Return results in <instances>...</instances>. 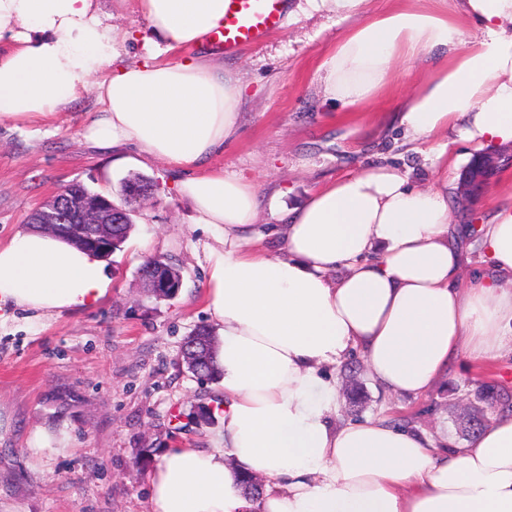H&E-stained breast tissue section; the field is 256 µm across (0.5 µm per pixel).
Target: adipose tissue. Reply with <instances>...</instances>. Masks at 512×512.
Here are the masks:
<instances>
[{"label": "adipose tissue", "instance_id": "adipose-tissue-1", "mask_svg": "<svg viewBox=\"0 0 512 512\" xmlns=\"http://www.w3.org/2000/svg\"><path fill=\"white\" fill-rule=\"evenodd\" d=\"M350 27L319 65L322 102L376 105L395 67L419 77L391 110L410 143L447 166L443 135L485 154L512 146V0H303ZM139 35L115 24L112 0H0V120L47 125L94 94L89 143L136 148L178 175L210 236L204 289L222 372L224 430L211 448L166 453L150 478V512H512V413L461 447L381 419L336 421L332 367L359 350L386 391L419 397L451 357H498L512 328V195L487 221L490 264L462 286L447 184H412L380 164L314 188L285 210L270 248L260 188L212 160L237 132L241 75L203 46L224 0H136ZM471 31H463V23ZM139 39L142 52L131 58ZM105 260L43 230L0 243V324L91 308ZM258 480L247 496L244 478Z\"/></svg>", "mask_w": 512, "mask_h": 512}]
</instances>
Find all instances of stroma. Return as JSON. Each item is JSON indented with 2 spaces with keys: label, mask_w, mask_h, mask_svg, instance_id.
Here are the masks:
<instances>
[{
  "label": "stroma",
  "mask_w": 512,
  "mask_h": 512,
  "mask_svg": "<svg viewBox=\"0 0 512 512\" xmlns=\"http://www.w3.org/2000/svg\"><path fill=\"white\" fill-rule=\"evenodd\" d=\"M346 23L323 12L295 14L257 44L224 56L225 67L244 76L245 101L238 133L213 167L263 188L260 223L299 206L317 183L389 163L427 185L439 173L406 144L398 127L382 124L384 112L411 87L416 69L397 67L388 94L371 110L348 112L320 104L318 66L345 33ZM95 110L85 95L49 125L0 122V242L63 184L123 202L122 183L150 178L154 194L136 205L134 228L106 273L109 289L93 308L69 310L42 321L18 312L0 325V512H150L151 474L177 448H208L224 428L207 422L217 386L200 382L182 362L185 336L208 323L203 282L207 233L194 225L175 177L162 166L131 161L116 167L110 154L92 148L83 130ZM448 204L464 226L463 277L482 281L488 262L482 227L503 195L512 193V147L497 150V166L478 193L465 191V143L448 138ZM165 256L180 269L182 287L170 299L151 296L139 269ZM499 357L471 364L450 360L440 382L408 399L388 393L369 374L359 351L339 371L347 383L337 410L341 422L382 418L426 430L442 445L462 446V424L474 410L499 414L477 395L479 385L512 398V335ZM42 431L49 450L34 449Z\"/></svg>",
  "instance_id": "1"
}]
</instances>
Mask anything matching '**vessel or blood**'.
I'll use <instances>...</instances> for the list:
<instances>
[{"label":"vessel or blood","mask_w":512,"mask_h":512,"mask_svg":"<svg viewBox=\"0 0 512 512\" xmlns=\"http://www.w3.org/2000/svg\"><path fill=\"white\" fill-rule=\"evenodd\" d=\"M286 0H224V16L207 36L215 50L232 54L281 28Z\"/></svg>","instance_id":"1"}]
</instances>
